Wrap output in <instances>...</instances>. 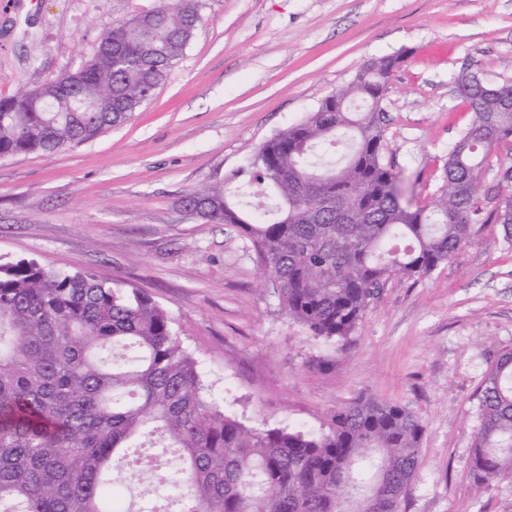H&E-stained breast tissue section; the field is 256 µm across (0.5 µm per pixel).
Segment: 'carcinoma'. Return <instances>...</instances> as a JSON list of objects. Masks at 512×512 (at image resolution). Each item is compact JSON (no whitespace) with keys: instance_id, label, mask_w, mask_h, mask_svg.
<instances>
[{"instance_id":"obj_1","label":"carcinoma","mask_w":512,"mask_h":512,"mask_svg":"<svg viewBox=\"0 0 512 512\" xmlns=\"http://www.w3.org/2000/svg\"><path fill=\"white\" fill-rule=\"evenodd\" d=\"M196 0L105 30L96 56L52 83L0 99V158L52 153L127 122L183 56ZM400 57L366 63L347 85L264 141L246 168L185 198L251 243L280 311L347 342L384 284L428 276L488 219L512 243V188L484 216L488 158L512 144V82L465 74L472 118L448 148L439 193L420 205L384 155L381 102ZM260 196L252 210L235 197ZM477 485L512 477V350L479 391ZM425 424L406 406L360 395L330 431L250 427L226 412L168 311L146 290L95 275L0 261V512H112L113 484L153 470L147 448H176L180 512H400Z\"/></svg>"}]
</instances>
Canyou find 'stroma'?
Returning a JSON list of instances; mask_svg holds the SVG:
<instances>
[{"label":"stroma","instance_id":"1","mask_svg":"<svg viewBox=\"0 0 512 512\" xmlns=\"http://www.w3.org/2000/svg\"><path fill=\"white\" fill-rule=\"evenodd\" d=\"M157 0H0V98L92 60L112 23ZM183 56L124 125L53 154L0 159V255L146 289L170 313L226 410L253 426L328 432L366 393L426 426L402 512H512V478H472L476 395L512 349V245L494 222L420 278L390 279L348 346L279 311L249 241L183 211L264 140L300 121L370 60L398 55L382 101L385 160L423 203L471 119L457 79L512 82V0H198ZM512 147L490 158L492 213Z\"/></svg>","mask_w":512,"mask_h":512}]
</instances>
